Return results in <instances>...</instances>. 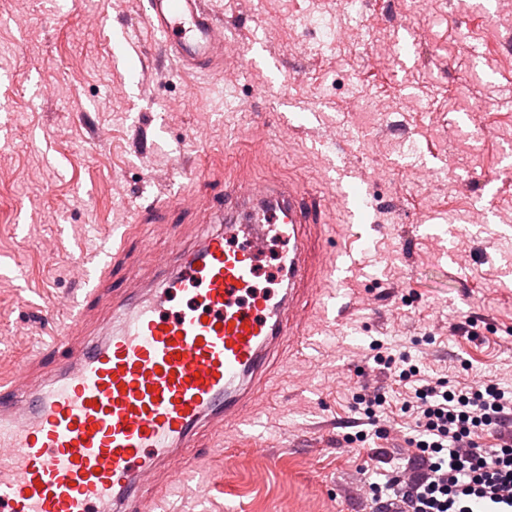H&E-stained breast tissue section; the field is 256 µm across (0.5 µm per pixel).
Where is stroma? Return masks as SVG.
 Segmentation results:
<instances>
[{
	"label": "stroma",
	"instance_id": "35a3bbf8",
	"mask_svg": "<svg viewBox=\"0 0 512 512\" xmlns=\"http://www.w3.org/2000/svg\"><path fill=\"white\" fill-rule=\"evenodd\" d=\"M0 0V375L24 369L81 296L114 226L181 190L198 211L140 225L114 273L160 281L171 244L197 243L228 181L365 191L363 228L328 214L320 249L353 269L329 317L259 397L256 436L215 439L201 471L149 512H369L363 483L414 466L377 438L356 394L384 392L379 349L427 375L512 388V0H210L235 47L209 74L160 57L146 0ZM125 27L121 67L98 21ZM417 144L403 152L402 142ZM55 309L43 319L38 306Z\"/></svg>",
	"mask_w": 512,
	"mask_h": 512
}]
</instances>
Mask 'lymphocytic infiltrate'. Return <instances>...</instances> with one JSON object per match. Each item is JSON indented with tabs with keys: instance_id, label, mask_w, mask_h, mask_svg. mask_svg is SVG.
<instances>
[{
	"instance_id": "obj_1",
	"label": "lymphocytic infiltrate",
	"mask_w": 512,
	"mask_h": 512,
	"mask_svg": "<svg viewBox=\"0 0 512 512\" xmlns=\"http://www.w3.org/2000/svg\"><path fill=\"white\" fill-rule=\"evenodd\" d=\"M375 362L408 385L399 411L423 469L370 483V504L392 512H472L476 504L481 512H512V443L484 444L512 420V388L426 376L403 356L379 354Z\"/></svg>"
}]
</instances>
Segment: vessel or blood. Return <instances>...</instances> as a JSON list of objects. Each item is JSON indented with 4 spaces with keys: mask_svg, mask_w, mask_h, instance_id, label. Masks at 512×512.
Here are the masks:
<instances>
[{
    "mask_svg": "<svg viewBox=\"0 0 512 512\" xmlns=\"http://www.w3.org/2000/svg\"><path fill=\"white\" fill-rule=\"evenodd\" d=\"M145 22L165 57L192 73L222 61L227 30L208 0H148ZM193 195L153 202L139 224L167 226ZM347 223L357 211L346 191L316 199L293 184L226 183L211 214L223 232L176 250L152 293H112V273L128 232L113 237L100 267L83 268L82 299L62 336L29 366L40 388L0 378V512H145L183 468L200 460L202 435L235 428L283 365L286 343L302 339L324 278L345 280L341 251H317L315 225L332 205ZM288 239L279 287L256 284L257 258ZM112 295V325L91 331V308Z\"/></svg>",
    "mask_w": 512,
    "mask_h": 512,
    "instance_id": "b4317fda",
    "label": "vessel or blood"
}]
</instances>
